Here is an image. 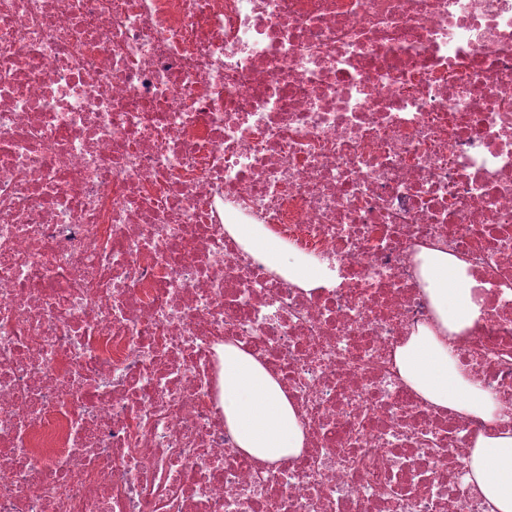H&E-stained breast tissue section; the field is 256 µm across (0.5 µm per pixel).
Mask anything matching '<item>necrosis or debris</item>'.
<instances>
[{"instance_id": "1", "label": "necrosis or debris", "mask_w": 512, "mask_h": 512, "mask_svg": "<svg viewBox=\"0 0 512 512\" xmlns=\"http://www.w3.org/2000/svg\"><path fill=\"white\" fill-rule=\"evenodd\" d=\"M434 248L495 421L399 377ZM228 343L298 457L238 449ZM511 428L512 0H0V512H484L466 459ZM228 230L247 248L261 253L272 270L287 275L305 291L326 283L329 272L325 264L287 252L277 240L267 236L259 224H232Z\"/></svg>"}]
</instances>
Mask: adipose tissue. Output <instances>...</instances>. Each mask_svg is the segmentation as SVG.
I'll use <instances>...</instances> for the list:
<instances>
[{"instance_id":"obj_1","label":"adipose tissue","mask_w":512,"mask_h":512,"mask_svg":"<svg viewBox=\"0 0 512 512\" xmlns=\"http://www.w3.org/2000/svg\"><path fill=\"white\" fill-rule=\"evenodd\" d=\"M229 230L300 288L311 291L326 283L325 265L287 252L259 225L233 224ZM423 271L438 324L420 328L397 348L398 374L434 406L492 420L495 407L458 372L448 354L450 334L471 326L478 315L462 264L447 251L431 250ZM224 422L238 447L256 460L276 463L302 451L304 436L286 393L259 362L232 344L224 347ZM466 464L468 482L491 512H512V430L478 436Z\"/></svg>"}]
</instances>
